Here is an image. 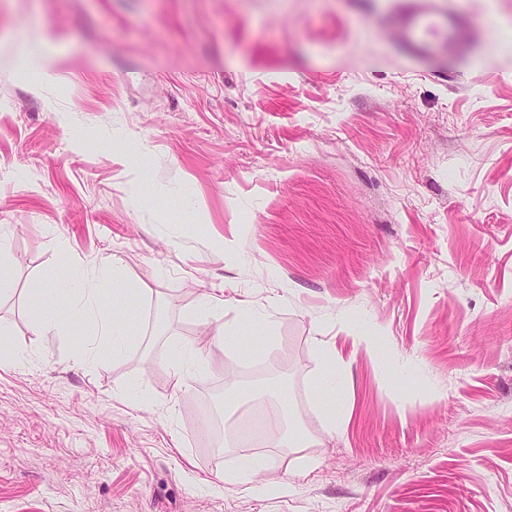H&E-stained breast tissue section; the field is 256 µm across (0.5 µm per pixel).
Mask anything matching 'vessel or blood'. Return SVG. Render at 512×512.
Listing matches in <instances>:
<instances>
[{
    "label": "vessel or blood",
    "instance_id": "b4317fda",
    "mask_svg": "<svg viewBox=\"0 0 512 512\" xmlns=\"http://www.w3.org/2000/svg\"><path fill=\"white\" fill-rule=\"evenodd\" d=\"M395 28L402 49L417 58L460 46L469 32L468 23L441 9L437 0H405Z\"/></svg>",
    "mask_w": 512,
    "mask_h": 512
}]
</instances>
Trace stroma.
Returning <instances> with one entry per match:
<instances>
[{
	"mask_svg": "<svg viewBox=\"0 0 512 512\" xmlns=\"http://www.w3.org/2000/svg\"><path fill=\"white\" fill-rule=\"evenodd\" d=\"M440 4L495 25L420 61L400 0H0V512H512V0ZM115 260L121 355L36 335ZM283 410L320 443L227 481ZM23 70L29 81L42 84L58 79L53 64L47 56L27 60L23 64ZM35 298L41 304V314L38 318L40 330H50L56 326L58 307L55 303L56 289L48 284H39L33 288Z\"/></svg>",
	"mask_w": 512,
	"mask_h": 512,
	"instance_id": "stroma-1",
	"label": "stroma"
}]
</instances>
